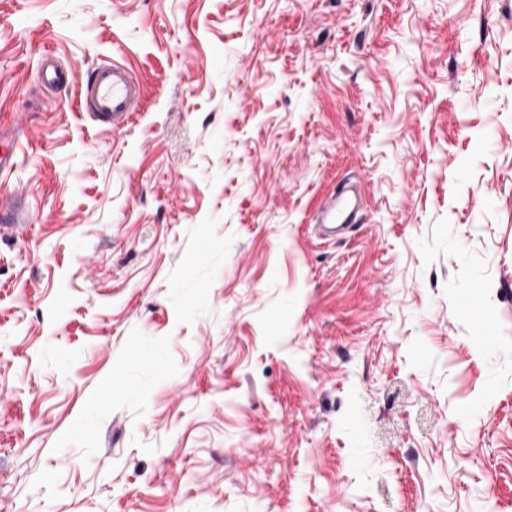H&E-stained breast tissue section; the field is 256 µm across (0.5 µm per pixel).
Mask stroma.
I'll return each instance as SVG.
<instances>
[{"label": "stroma", "mask_w": 512, "mask_h": 512, "mask_svg": "<svg viewBox=\"0 0 512 512\" xmlns=\"http://www.w3.org/2000/svg\"><path fill=\"white\" fill-rule=\"evenodd\" d=\"M19 121L0 512H512V0H0ZM41 75L44 83L48 85H68L69 73L55 61L51 54L42 59ZM82 89L84 109L94 120L105 118L118 129L132 122L140 88L138 79L125 65L114 61L98 64Z\"/></svg>", "instance_id": "obj_1"}]
</instances>
